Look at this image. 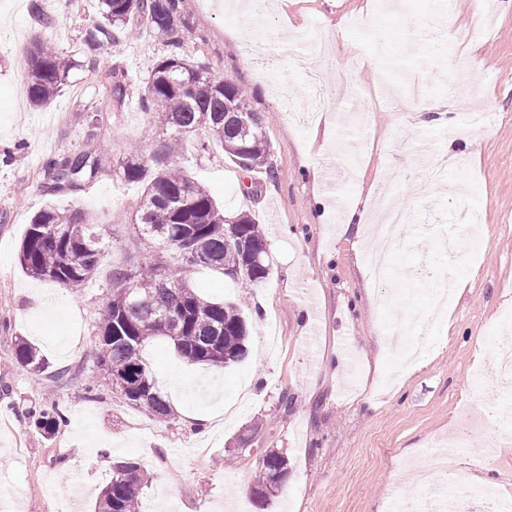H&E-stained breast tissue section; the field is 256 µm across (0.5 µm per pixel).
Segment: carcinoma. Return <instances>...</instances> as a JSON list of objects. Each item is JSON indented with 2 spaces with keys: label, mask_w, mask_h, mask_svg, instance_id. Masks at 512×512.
<instances>
[{
  "label": "carcinoma",
  "mask_w": 512,
  "mask_h": 512,
  "mask_svg": "<svg viewBox=\"0 0 512 512\" xmlns=\"http://www.w3.org/2000/svg\"><path fill=\"white\" fill-rule=\"evenodd\" d=\"M100 4L108 26L87 32L89 46L113 38V30L137 14L151 32L175 48L155 63L141 98L149 118L170 129L173 138L164 145L158 167L151 169L131 154L117 171L128 181L144 184L137 229L142 236L170 246L175 262L152 260L135 271L112 269V292L99 325V364L105 379L120 376L126 386L117 390L129 404L167 421L175 412L143 357L147 343L165 339L186 363L224 369L243 361L248 351L242 306L205 299L186 284L184 273L211 268L243 288H254L271 274L264 229L249 214L225 215L210 194L189 178L178 162L182 137L207 130L211 141L199 142L198 149L204 152L216 142L246 172L266 165L269 146L262 119L248 108L244 90L180 52L184 39L176 0H100ZM28 55L27 97L35 106L48 105L67 83L73 62L41 37L33 39ZM96 169L97 160L85 152L46 164L47 176L58 188L90 178ZM106 250L85 212L49 204L28 224L18 260L33 278L79 288L95 275ZM14 356L35 375L49 368L48 359L23 338L16 343ZM61 420V410L54 409L39 412L37 423L50 432ZM115 466L125 477L110 476L95 512H140V467L128 461ZM287 477L288 460L278 452L266 453L260 460L256 495L270 499Z\"/></svg>",
  "instance_id": "cac0c4a2"
}]
</instances>
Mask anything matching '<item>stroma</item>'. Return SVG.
Masks as SVG:
<instances>
[{"label":"stroma","mask_w":512,"mask_h":512,"mask_svg":"<svg viewBox=\"0 0 512 512\" xmlns=\"http://www.w3.org/2000/svg\"><path fill=\"white\" fill-rule=\"evenodd\" d=\"M189 22L184 53L243 87L263 120L269 170L246 172L219 145L185 147L180 164L230 215L263 225L272 271L243 288L218 271L188 272L215 301L243 299L249 356L232 369L187 365L166 341L143 355L176 411L163 422L128 404L97 364V312L112 268L169 259L134 227L143 184L118 176L130 152L154 165L169 131L155 126L141 97L164 38L131 17L140 36L97 47L85 34L101 24L99 0H0V512H62L79 496L94 512L118 461L138 463L148 503L158 485L170 499L156 512H385L393 486L419 497V471L436 483L512 491V435L486 409L512 410V395L476 366L498 341L512 340V0H491L488 30L448 46L437 0H277L260 18L179 0ZM54 42L74 67L47 107L29 104L19 75L34 36ZM324 63L348 94L327 99L307 123L289 121L286 101L310 102V63ZM127 89L112 98L115 77ZM460 85L458 98L449 88ZM369 110L356 109L357 101ZM446 112L452 126L421 125ZM498 114L481 129L478 155L465 142L471 115ZM340 127L322 131L330 114ZM82 151L98 159L94 178L59 192L45 165ZM389 194L407 211L381 282L368 280L367 248L342 233L358 193ZM92 212L109 247L95 278L70 289L23 273L18 253L33 215L46 204ZM462 285L447 305L450 326L421 331L436 285L429 269ZM421 339L411 364L382 352L379 331ZM51 363L35 375L16 364L18 339ZM68 368L69 384L54 372ZM67 407L53 433L35 409ZM464 435L452 472L434 445ZM497 439L493 456L470 448ZM288 460L277 495L252 492L260 456Z\"/></svg>","instance_id":"1"}]
</instances>
